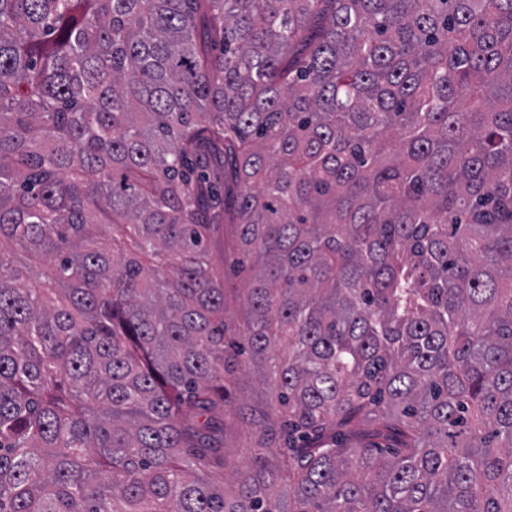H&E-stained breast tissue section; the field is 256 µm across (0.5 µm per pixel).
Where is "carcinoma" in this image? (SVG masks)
Instances as JSON below:
<instances>
[{
    "label": "carcinoma",
    "mask_w": 512,
    "mask_h": 512,
    "mask_svg": "<svg viewBox=\"0 0 512 512\" xmlns=\"http://www.w3.org/2000/svg\"><path fill=\"white\" fill-rule=\"evenodd\" d=\"M0 512H512V0H0ZM208 261L215 270L224 277L226 312L228 322H233L241 330L244 327V312L241 305L243 288L254 271L250 269L254 259L243 266L235 264L237 257L234 229L223 224L211 234L208 243ZM224 446L228 448V472L236 466H245L256 449L253 448L255 445L251 431L229 413L224 419Z\"/></svg>",
    "instance_id": "obj_1"
}]
</instances>
